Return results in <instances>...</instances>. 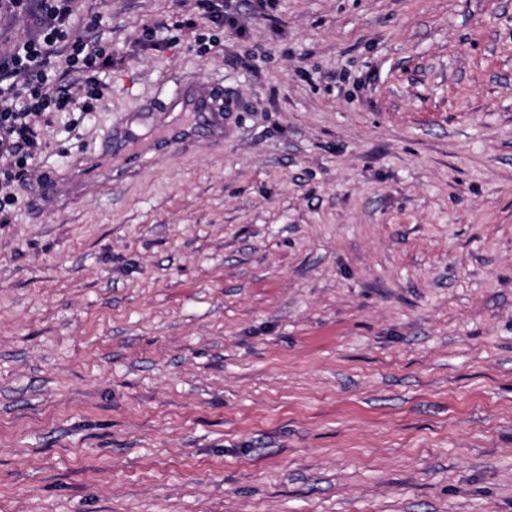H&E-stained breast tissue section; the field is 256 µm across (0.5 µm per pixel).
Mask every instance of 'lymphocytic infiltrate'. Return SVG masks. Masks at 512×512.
Listing matches in <instances>:
<instances>
[{"label": "lymphocytic infiltrate", "instance_id": "f902f5d3", "mask_svg": "<svg viewBox=\"0 0 512 512\" xmlns=\"http://www.w3.org/2000/svg\"><path fill=\"white\" fill-rule=\"evenodd\" d=\"M71 0H0V15H23L38 35L10 54H0V223L8 221L14 202L16 171L26 169L41 152L37 120L47 112L92 111L107 87L101 75L112 57L101 44L71 36ZM66 53L73 86H52L54 54Z\"/></svg>", "mask_w": 512, "mask_h": 512}]
</instances>
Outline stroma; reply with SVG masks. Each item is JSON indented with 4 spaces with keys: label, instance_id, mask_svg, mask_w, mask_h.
<instances>
[{
    "label": "stroma",
    "instance_id": "obj_1",
    "mask_svg": "<svg viewBox=\"0 0 512 512\" xmlns=\"http://www.w3.org/2000/svg\"><path fill=\"white\" fill-rule=\"evenodd\" d=\"M218 2L72 0L109 90L0 223V512H512V0ZM185 81L223 139L34 208ZM195 26L196 22L191 18L178 21L172 26V28L169 26L165 28L168 35L162 38L158 37L157 30L155 28H147L145 30V35L138 40L137 44L141 49H165L175 45L180 40V36L183 32L193 29ZM173 31H175L176 34H174ZM69 180L58 174L44 173L37 181L33 201L36 208H43L48 203L57 204L70 192Z\"/></svg>",
    "mask_w": 512,
    "mask_h": 512
}]
</instances>
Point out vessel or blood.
Returning <instances> with one entry per match:
<instances>
[{
  "label": "vessel or blood",
  "instance_id": "b4317fda",
  "mask_svg": "<svg viewBox=\"0 0 512 512\" xmlns=\"http://www.w3.org/2000/svg\"><path fill=\"white\" fill-rule=\"evenodd\" d=\"M229 106L221 84L187 81L179 84L171 96L145 100L139 112L152 121V148L169 153L193 143L200 130L222 134L224 111ZM139 139V127L134 122L123 119L113 123L98 151L76 167L72 178L47 173L38 180L33 195L36 208L61 201L71 184H78L83 194L92 196L115 169L133 170L138 164L135 146Z\"/></svg>",
  "mask_w": 512,
  "mask_h": 512
}]
</instances>
